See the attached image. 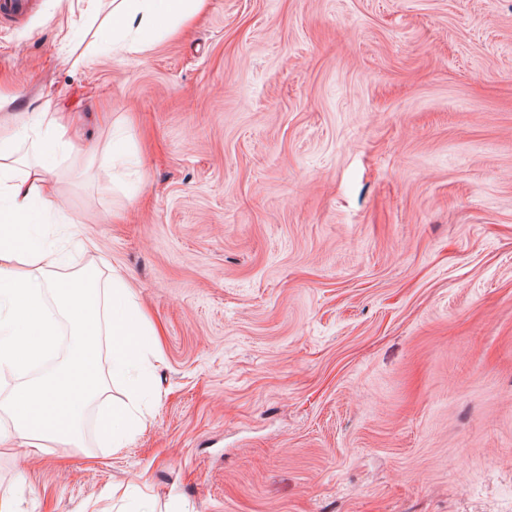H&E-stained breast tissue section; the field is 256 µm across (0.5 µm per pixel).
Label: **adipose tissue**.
Masks as SVG:
<instances>
[{"label":"adipose tissue","mask_w":512,"mask_h":512,"mask_svg":"<svg viewBox=\"0 0 512 512\" xmlns=\"http://www.w3.org/2000/svg\"><path fill=\"white\" fill-rule=\"evenodd\" d=\"M208 0H114L110 14L115 41L132 38L140 52L191 23ZM74 145L59 113L42 105L20 128H0V223L29 227L57 198L54 190L58 152ZM63 258L41 243L17 247L0 235V372L21 376L7 399L10 425L0 442L41 449L72 445L81 436L85 409L103 390L96 374L99 336L112 338L113 377L124 380L129 401L99 417V432L113 447H123L137 420L141 401L151 395L150 371L142 364L148 334L140 309L120 275L108 284L95 276H57ZM54 301L70 325L74 342L62 370L43 380L27 379L30 367L50 352L54 323L47 301Z\"/></svg>","instance_id":"obj_1"}]
</instances>
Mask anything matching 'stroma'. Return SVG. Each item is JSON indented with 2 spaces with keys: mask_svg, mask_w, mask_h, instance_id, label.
<instances>
[{
  "mask_svg": "<svg viewBox=\"0 0 512 512\" xmlns=\"http://www.w3.org/2000/svg\"><path fill=\"white\" fill-rule=\"evenodd\" d=\"M85 8L0 23V123L55 96L127 152L0 231L124 277L154 395L110 447L101 357L0 512H512V0H209L139 53Z\"/></svg>",
  "mask_w": 512,
  "mask_h": 512,
  "instance_id": "35a3bbf8",
  "label": "stroma"
}]
</instances>
